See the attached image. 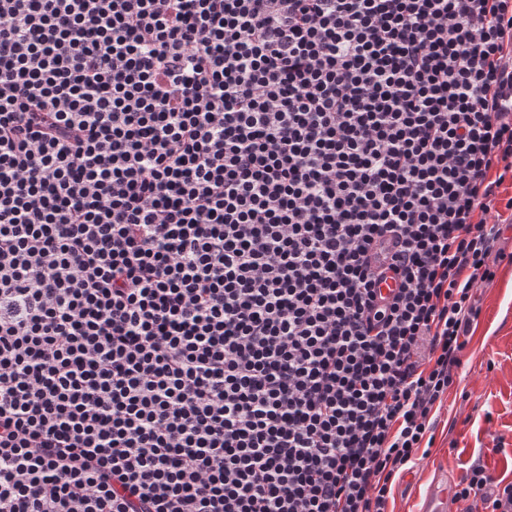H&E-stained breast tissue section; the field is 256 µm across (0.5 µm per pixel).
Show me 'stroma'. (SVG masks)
Segmentation results:
<instances>
[{
    "mask_svg": "<svg viewBox=\"0 0 512 512\" xmlns=\"http://www.w3.org/2000/svg\"><path fill=\"white\" fill-rule=\"evenodd\" d=\"M493 282L477 291L480 316L454 370V383L434 415V441L396 482L389 512H419L434 474L461 481L476 459L512 481V456L493 453L495 438L512 448V228Z\"/></svg>",
    "mask_w": 512,
    "mask_h": 512,
    "instance_id": "35a3bbf8",
    "label": "stroma"
}]
</instances>
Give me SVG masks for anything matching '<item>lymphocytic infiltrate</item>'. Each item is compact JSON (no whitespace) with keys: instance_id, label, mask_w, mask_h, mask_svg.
<instances>
[{"instance_id":"1","label":"lymphocytic infiltrate","mask_w":512,"mask_h":512,"mask_svg":"<svg viewBox=\"0 0 512 512\" xmlns=\"http://www.w3.org/2000/svg\"><path fill=\"white\" fill-rule=\"evenodd\" d=\"M510 174L512 0H0V512H387Z\"/></svg>"}]
</instances>
